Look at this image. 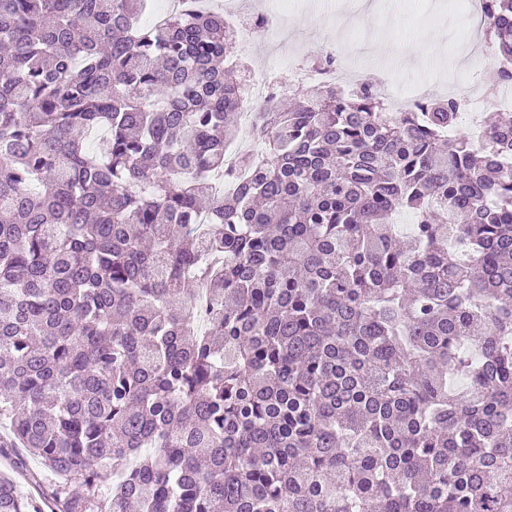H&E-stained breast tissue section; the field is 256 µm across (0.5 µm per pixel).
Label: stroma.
<instances>
[{
  "label": "stroma",
  "mask_w": 512,
  "mask_h": 512,
  "mask_svg": "<svg viewBox=\"0 0 512 512\" xmlns=\"http://www.w3.org/2000/svg\"><path fill=\"white\" fill-rule=\"evenodd\" d=\"M283 11L284 27H270L248 48L256 67L287 77L289 65L309 64L323 52L353 64L385 95V72L400 88L428 82L432 96L469 82L458 70L457 43L470 25L454 0H266Z\"/></svg>",
  "instance_id": "stroma-1"
}]
</instances>
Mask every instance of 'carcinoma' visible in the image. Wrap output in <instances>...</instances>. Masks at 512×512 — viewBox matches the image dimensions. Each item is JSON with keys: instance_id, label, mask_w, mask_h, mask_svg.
Returning <instances> with one entry per match:
<instances>
[{"instance_id": "cac0c4a2", "label": "carcinoma", "mask_w": 512, "mask_h": 512, "mask_svg": "<svg viewBox=\"0 0 512 512\" xmlns=\"http://www.w3.org/2000/svg\"><path fill=\"white\" fill-rule=\"evenodd\" d=\"M148 2L0 0V456L58 512H512V113L275 77L230 159L224 8Z\"/></svg>"}]
</instances>
